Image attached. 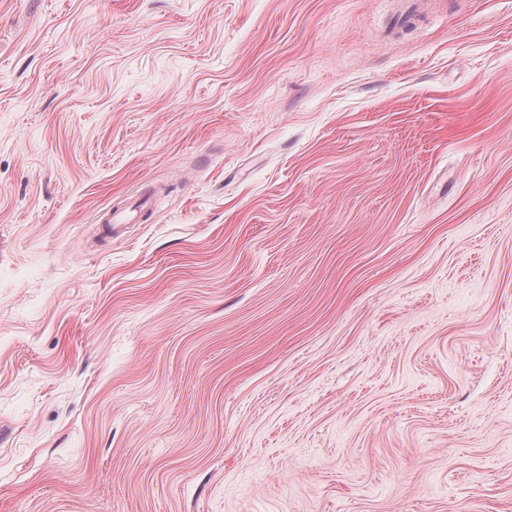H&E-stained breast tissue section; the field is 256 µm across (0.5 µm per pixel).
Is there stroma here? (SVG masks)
I'll return each instance as SVG.
<instances>
[{
	"label": "stroma",
	"instance_id": "obj_1",
	"mask_svg": "<svg viewBox=\"0 0 512 512\" xmlns=\"http://www.w3.org/2000/svg\"><path fill=\"white\" fill-rule=\"evenodd\" d=\"M397 4L0 0V512H512V0Z\"/></svg>",
	"mask_w": 512,
	"mask_h": 512
}]
</instances>
